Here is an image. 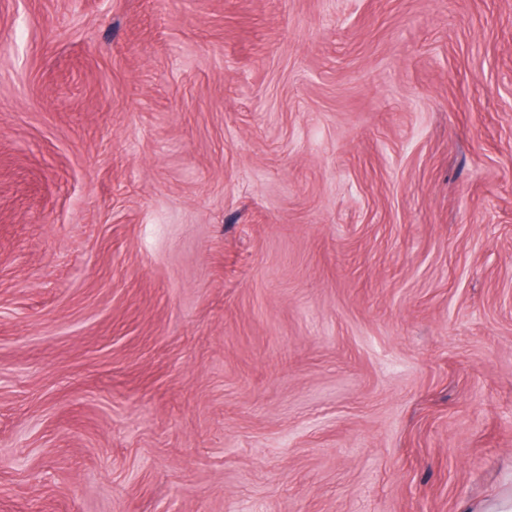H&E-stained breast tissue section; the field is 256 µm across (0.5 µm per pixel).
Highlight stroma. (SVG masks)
Instances as JSON below:
<instances>
[{"label":"stroma","mask_w":512,"mask_h":512,"mask_svg":"<svg viewBox=\"0 0 512 512\" xmlns=\"http://www.w3.org/2000/svg\"><path fill=\"white\" fill-rule=\"evenodd\" d=\"M512 490V0H0V512Z\"/></svg>","instance_id":"obj_1"}]
</instances>
